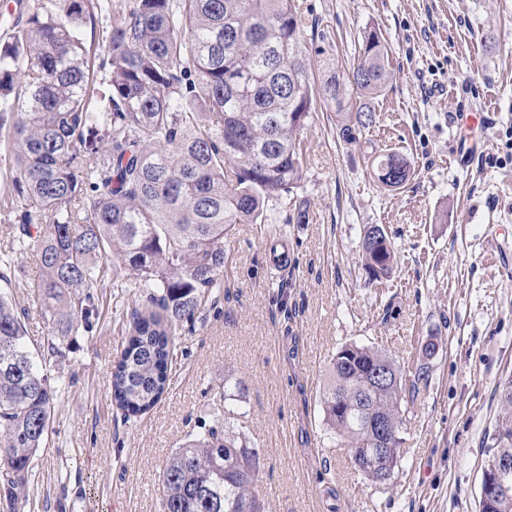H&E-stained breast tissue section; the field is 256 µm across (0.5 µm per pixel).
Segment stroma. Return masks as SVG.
<instances>
[{"label": "stroma", "mask_w": 512, "mask_h": 512, "mask_svg": "<svg viewBox=\"0 0 512 512\" xmlns=\"http://www.w3.org/2000/svg\"><path fill=\"white\" fill-rule=\"evenodd\" d=\"M299 2L307 33L340 63L378 30L394 79L363 145L340 144L325 107L312 113L300 188L269 201V223L235 226L224 286L177 336L153 410L127 421L111 397L138 289L117 300L98 289L92 330L59 336L34 287L35 257L17 255L0 281L58 390L20 512H161L160 474L223 393L235 431L260 453L265 512H477L499 385L512 372V0ZM132 3L93 0L81 28L99 88L109 79L102 44ZM465 112L478 125L463 124ZM463 139L477 148L465 162ZM390 151L414 168L397 189L372 171ZM274 224L288 247L280 271ZM367 224L385 225L397 251L380 283L361 266ZM51 342L61 353L50 358ZM350 342L381 348L407 381L401 462L382 483L355 470L323 422L331 360Z\"/></svg>", "instance_id": "35a3bbf8"}]
</instances>
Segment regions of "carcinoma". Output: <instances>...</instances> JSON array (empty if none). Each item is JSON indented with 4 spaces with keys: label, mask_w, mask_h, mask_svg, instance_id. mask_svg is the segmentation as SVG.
Instances as JSON below:
<instances>
[{
    "label": "carcinoma",
    "mask_w": 512,
    "mask_h": 512,
    "mask_svg": "<svg viewBox=\"0 0 512 512\" xmlns=\"http://www.w3.org/2000/svg\"><path fill=\"white\" fill-rule=\"evenodd\" d=\"M91 0H55L0 44V135L12 159L19 234L0 252V279L12 255L31 251L36 288L57 335L93 327L92 289L132 281L141 309L127 326L112 371V401L131 420L167 389L175 336L220 290L224 242L237 224H264L268 202L303 180L299 135L313 104L336 114L345 145L363 143L373 100L392 80L386 45L364 32L357 61L321 57L318 78L296 0H134L112 22L104 51L110 83L99 94L80 38ZM374 174L389 188L413 175L406 156H379ZM363 227L362 262L371 280L390 276L389 235ZM26 329L0 293V489L14 510L42 448L55 390L27 348ZM393 361L356 342L332 360L321 398L325 424L351 450L367 479L390 474L373 449L400 461V438L379 443L378 416L400 427L402 373L383 385L373 372ZM501 413L485 451L482 482L512 458V375L500 384ZM259 451L237 436L226 410L188 435L160 476L163 512H264L257 494Z\"/></svg>",
    "instance_id": "obj_1"
}]
</instances>
